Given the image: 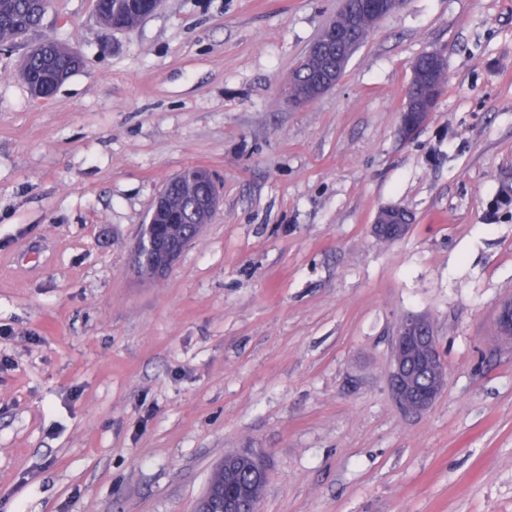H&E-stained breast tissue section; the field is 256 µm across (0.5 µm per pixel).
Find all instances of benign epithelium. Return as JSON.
I'll return each instance as SVG.
<instances>
[{"instance_id":"7a95c632","label":"benign epithelium","mask_w":512,"mask_h":512,"mask_svg":"<svg viewBox=\"0 0 512 512\" xmlns=\"http://www.w3.org/2000/svg\"><path fill=\"white\" fill-rule=\"evenodd\" d=\"M405 2L406 0H365L354 8L345 10L337 17L333 29L336 36V56L324 51H311L305 60V65L324 73L323 79L293 88L289 95L298 103H307L335 86L338 79L326 73L327 59L335 58L336 71L344 69L355 49V43L348 38V34L365 26L373 27L380 16L391 14ZM428 59L433 71L431 93L423 101L419 112L415 113L414 120H401L400 133L404 137L411 136L427 121L445 86L446 67L443 55L436 51L428 54ZM168 207L165 195H158L149 224L155 228L163 224L168 216ZM408 223V216L401 209L382 208L375 216L374 231L379 237L394 241L404 235ZM203 228L202 224L193 225L191 236L181 240L159 230L140 238L134 247L135 265L148 262L154 276L166 275L184 248ZM496 322L501 335L508 338L512 336V300L499 306ZM447 378V366L442 360L436 336L429 323L420 317L402 322L394 336L390 371L391 391L400 406L412 413L428 410L442 392Z\"/></svg>"}]
</instances>
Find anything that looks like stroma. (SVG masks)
Instances as JSON below:
<instances>
[{"label": "stroma", "instance_id": "obj_1", "mask_svg": "<svg viewBox=\"0 0 512 512\" xmlns=\"http://www.w3.org/2000/svg\"><path fill=\"white\" fill-rule=\"evenodd\" d=\"M342 5L163 0L107 35L94 0H51L0 44V512H193L245 451L259 512H512V0H406L294 104ZM45 37L84 64L37 100L19 66ZM435 50L445 90L402 138ZM197 166L217 212L144 277L150 208ZM410 316L448 367L420 414L388 383ZM409 219L399 208H382L374 219V231L379 237L394 241L401 238L408 226Z\"/></svg>", "mask_w": 512, "mask_h": 512}]
</instances>
